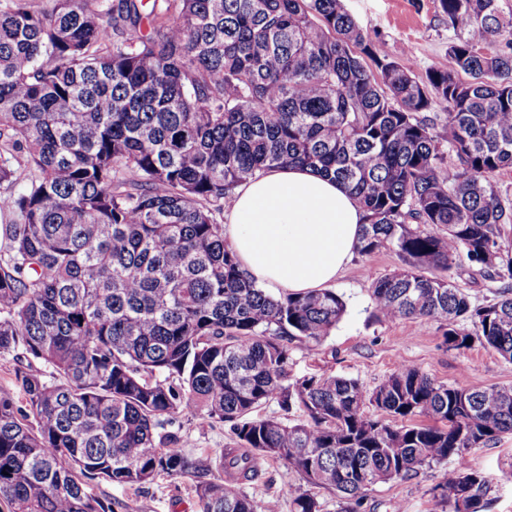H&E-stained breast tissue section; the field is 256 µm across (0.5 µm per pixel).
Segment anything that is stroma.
<instances>
[{
	"label": "stroma",
	"instance_id": "obj_1",
	"mask_svg": "<svg viewBox=\"0 0 512 512\" xmlns=\"http://www.w3.org/2000/svg\"><path fill=\"white\" fill-rule=\"evenodd\" d=\"M345 6L371 37L384 43L391 58L410 65L418 77H425L433 67L451 68V34L438 0H345ZM401 265L398 254L390 249L367 258L353 256L333 286L347 303L345 315L322 343L309 348L295 346L288 365L290 375L332 374L357 379L371 389L400 366L408 365L445 384L512 386V362L477 342L467 349H448L443 342L444 322L372 319L371 278L390 274ZM171 430L187 453L203 459L220 456L232 442L230 423L198 415L180 416ZM469 464L494 478L487 512H512V433L502 435L495 444L473 449ZM446 470V465H436L408 481L378 484L361 512H445L434 487ZM298 482L295 473L270 460L263 463L260 478L244 490L257 505L273 498L278 500L280 512H291L289 488ZM88 491L111 502L114 512L199 510L187 478L159 477L139 487L96 480Z\"/></svg>",
	"mask_w": 512,
	"mask_h": 512
}]
</instances>
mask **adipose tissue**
<instances>
[{"instance_id":"1","label":"adipose tissue","mask_w":512,"mask_h":512,"mask_svg":"<svg viewBox=\"0 0 512 512\" xmlns=\"http://www.w3.org/2000/svg\"><path fill=\"white\" fill-rule=\"evenodd\" d=\"M363 222L359 203L336 180L288 167L236 189L224 235L257 285L301 293L336 281Z\"/></svg>"}]
</instances>
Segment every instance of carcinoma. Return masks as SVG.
<instances>
[{"mask_svg":"<svg viewBox=\"0 0 512 512\" xmlns=\"http://www.w3.org/2000/svg\"><path fill=\"white\" fill-rule=\"evenodd\" d=\"M163 2L0 0V354L51 368L17 369L27 413L0 392V500L113 512L84 480L166 476L192 481L199 512H257L242 485L274 459L302 481L292 512H322L317 489L360 512L375 485L444 463L448 512H485L493 479L468 457L512 432V386L409 366L372 389L291 377L294 344L329 336L345 302L246 276L224 198L276 168L336 179L365 213L358 255L403 261L371 281L374 317L444 320L448 348L512 361L495 180L512 171V20L499 0H439L453 68L420 79L343 0ZM462 261L507 291L476 305L434 274ZM183 414L233 423L234 447L186 453L165 431Z\"/></svg>","mask_w":512,"mask_h":512,"instance_id":"1","label":"carcinoma"}]
</instances>
